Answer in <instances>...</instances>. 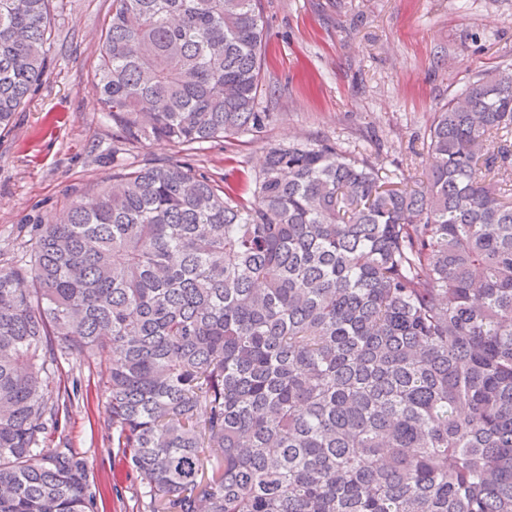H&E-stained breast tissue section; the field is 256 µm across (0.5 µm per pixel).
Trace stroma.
Returning a JSON list of instances; mask_svg holds the SVG:
<instances>
[{"instance_id":"35a3bbf8","label":"stroma","mask_w":512,"mask_h":512,"mask_svg":"<svg viewBox=\"0 0 512 512\" xmlns=\"http://www.w3.org/2000/svg\"><path fill=\"white\" fill-rule=\"evenodd\" d=\"M266 90L262 133L182 151L135 149L142 163L178 161L222 178L255 168L267 147L328 138L370 154L407 181L422 178V140L438 107L470 81L512 64V0H262ZM47 68L0 130V266L24 257L34 225L112 175V123L94 81L101 26L112 0H53ZM107 355L72 354L60 373L79 395L44 442L88 469L93 512H149L109 422Z\"/></svg>"}]
</instances>
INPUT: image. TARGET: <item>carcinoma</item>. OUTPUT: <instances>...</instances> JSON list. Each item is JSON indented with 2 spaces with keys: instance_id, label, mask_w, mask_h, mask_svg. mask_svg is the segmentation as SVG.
Returning a JSON list of instances; mask_svg holds the SVG:
<instances>
[{
  "instance_id": "obj_1",
  "label": "carcinoma",
  "mask_w": 512,
  "mask_h": 512,
  "mask_svg": "<svg viewBox=\"0 0 512 512\" xmlns=\"http://www.w3.org/2000/svg\"><path fill=\"white\" fill-rule=\"evenodd\" d=\"M51 0H0V129L43 76ZM112 151L255 134L262 0H112ZM512 65L433 113L426 180L328 139L246 191L120 163L0 268V512H90L42 445L58 353L109 356L149 512H512Z\"/></svg>"
}]
</instances>
